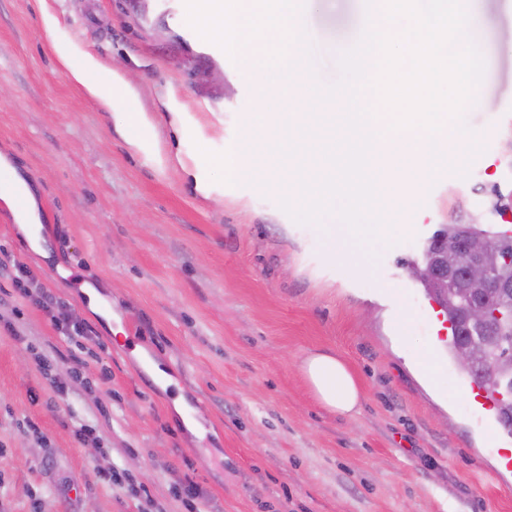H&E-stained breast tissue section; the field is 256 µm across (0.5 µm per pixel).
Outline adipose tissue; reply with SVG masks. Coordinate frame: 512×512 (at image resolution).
<instances>
[{
  "label": "adipose tissue",
  "mask_w": 512,
  "mask_h": 512,
  "mask_svg": "<svg viewBox=\"0 0 512 512\" xmlns=\"http://www.w3.org/2000/svg\"><path fill=\"white\" fill-rule=\"evenodd\" d=\"M58 54L67 64L71 77L82 84L104 109L122 114L132 110L131 86L124 75L101 68L89 54L74 59L73 50L68 45L59 46ZM301 370L315 397L325 408L345 418L358 414L361 406L358 383L336 355L311 354L304 359Z\"/></svg>",
  "instance_id": "ef3b65f1"
}]
</instances>
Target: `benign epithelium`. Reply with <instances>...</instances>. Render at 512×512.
<instances>
[{"instance_id":"obj_1","label":"benign epithelium","mask_w":512,"mask_h":512,"mask_svg":"<svg viewBox=\"0 0 512 512\" xmlns=\"http://www.w3.org/2000/svg\"><path fill=\"white\" fill-rule=\"evenodd\" d=\"M499 246L490 242L483 246L459 241L453 246L441 245L430 266L435 287L444 291L458 288L469 298L465 320L472 327H485L489 311L503 301L512 300V283L492 277ZM482 345L475 339L463 341L457 348L458 360L475 368L480 365Z\"/></svg>"}]
</instances>
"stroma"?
<instances>
[{
  "mask_svg": "<svg viewBox=\"0 0 512 512\" xmlns=\"http://www.w3.org/2000/svg\"><path fill=\"white\" fill-rule=\"evenodd\" d=\"M471 11L485 73L464 122L485 150L467 177L440 170L381 240L355 243L353 270L277 192L211 182L204 151L225 152L243 114L267 105L180 8L0 0V159L31 190L42 238L32 249L0 200V512H512L496 454L512 435L480 422L449 351L422 369L435 302L410 273L440 225L498 228L512 207V0ZM365 12V0L312 7L321 84L341 77L323 44ZM63 43L130 78L163 165L70 76ZM176 110L201 137L176 130ZM46 290L68 328L39 306ZM320 351L355 376L354 419L310 390L300 363Z\"/></svg>",
  "mask_w": 512,
  "mask_h": 512,
  "instance_id": "stroma-1",
  "label": "stroma"
}]
</instances>
